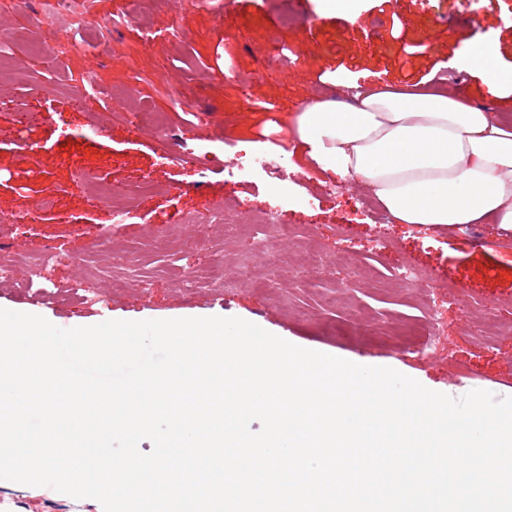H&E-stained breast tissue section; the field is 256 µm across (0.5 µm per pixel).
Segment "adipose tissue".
<instances>
[{"label": "adipose tissue", "mask_w": 512, "mask_h": 512, "mask_svg": "<svg viewBox=\"0 0 512 512\" xmlns=\"http://www.w3.org/2000/svg\"><path fill=\"white\" fill-rule=\"evenodd\" d=\"M306 105L292 127L308 162L369 191L399 224L512 231V132L444 87L362 88Z\"/></svg>", "instance_id": "obj_1"}]
</instances>
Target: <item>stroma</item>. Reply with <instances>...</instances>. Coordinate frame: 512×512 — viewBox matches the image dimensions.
Instances as JSON below:
<instances>
[{
    "label": "stroma",
    "mask_w": 512,
    "mask_h": 512,
    "mask_svg": "<svg viewBox=\"0 0 512 512\" xmlns=\"http://www.w3.org/2000/svg\"><path fill=\"white\" fill-rule=\"evenodd\" d=\"M85 8L71 0L65 20L46 23L37 0H0V27L14 34L4 48L14 78L0 84V214H25L14 236L20 252L54 244L79 255L108 233L150 276L104 279L68 260L46 270L42 294L0 284V307L70 328L234 316L453 397L474 389L512 396V332L479 334L488 318L512 329V235L493 224L443 231L377 219L361 204L366 190L306 161L293 170L282 154L296 113L335 100L343 78L412 86L427 73L438 81L450 74L456 91L481 105L477 54L494 58L504 78L491 111L512 115V0H185L177 13L161 0L150 33L131 24L81 43L66 38ZM129 86L134 96L124 95ZM177 89L189 111H171ZM142 102L164 114V132L127 120ZM184 142L213 153L208 170L180 159ZM256 152L269 155L278 179L261 172L243 183L226 164L232 156L246 165ZM80 167L132 197L127 223H113L111 209L91 198L75 177ZM146 178L160 192L140 193ZM40 196L51 207L31 210L30 198ZM228 201L274 221L211 242L198 222ZM180 214L194 223H177ZM264 235L284 253L280 270L254 260ZM312 248L325 254L323 269L294 278L293 266ZM214 262L223 266V287L184 288L181 271ZM404 269L412 282L395 287ZM0 512L103 508L5 481Z\"/></svg>",
    "instance_id": "obj_1"
}]
</instances>
